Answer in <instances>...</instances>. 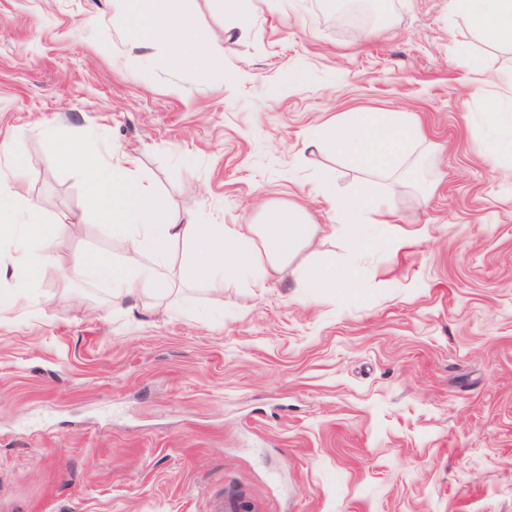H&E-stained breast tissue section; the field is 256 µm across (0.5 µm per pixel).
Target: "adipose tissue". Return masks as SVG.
<instances>
[{
    "label": "adipose tissue",
    "mask_w": 512,
    "mask_h": 512,
    "mask_svg": "<svg viewBox=\"0 0 512 512\" xmlns=\"http://www.w3.org/2000/svg\"><path fill=\"white\" fill-rule=\"evenodd\" d=\"M448 2L450 9L464 13L491 41L512 45V0ZM192 9L193 0H181L180 8L167 13L158 11L155 0H113L112 20L124 27L137 47L162 43L174 63L223 69V48L194 27ZM483 119L494 156L511 157L512 98H489ZM100 138L99 131L90 130L58 159L79 163L86 184V211L111 225L118 241L114 260L82 254L65 261L55 249L48 225L42 222L38 204L22 191L17 145L0 144V156L11 163L9 174H0V245L9 248L10 287H30L41 267L69 263L86 280L106 284L113 311L126 314L140 297H165L176 289L174 265L205 283L244 278L261 287L311 247L322 230L341 236L349 251L358 255L370 244L366 224L391 221V211L374 208L365 185L341 192L333 182L324 181L319 191L335 217L330 227L317 224L293 203L266 205L259 221L251 224H203L194 214L163 210L153 186L139 177L136 158L119 145L111 147L109 156H102ZM422 141L421 131L403 112H345L307 131L310 146H331L355 168L378 177L413 171ZM177 244L183 252L176 263L172 248ZM357 280L354 262L315 261L303 265L297 285L305 296L316 297Z\"/></svg>",
    "instance_id": "obj_1"
}]
</instances>
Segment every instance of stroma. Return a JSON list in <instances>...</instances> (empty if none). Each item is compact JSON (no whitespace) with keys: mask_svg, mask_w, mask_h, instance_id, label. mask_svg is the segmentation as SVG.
I'll list each match as a JSON object with an SVG mask.
<instances>
[{"mask_svg":"<svg viewBox=\"0 0 512 512\" xmlns=\"http://www.w3.org/2000/svg\"><path fill=\"white\" fill-rule=\"evenodd\" d=\"M358 29L329 0H196L223 71L132 46L112 0H0V141L63 257L115 254L86 217L78 165L43 131L103 134L140 161L167 210L247 224L297 201L331 223L319 184L363 176L306 131L339 112H406L425 136L413 176L367 185L394 214L357 262L359 285L304 299L299 264L344 262L319 236L265 288H187L120 315L104 285L42 269L31 304L0 307V512H512V167L482 124L512 89V49L448 0H388ZM89 15L95 32L82 28ZM304 68L307 81L289 86Z\"/></svg>","mask_w":512,"mask_h":512,"instance_id":"1","label":"stroma"}]
</instances>
